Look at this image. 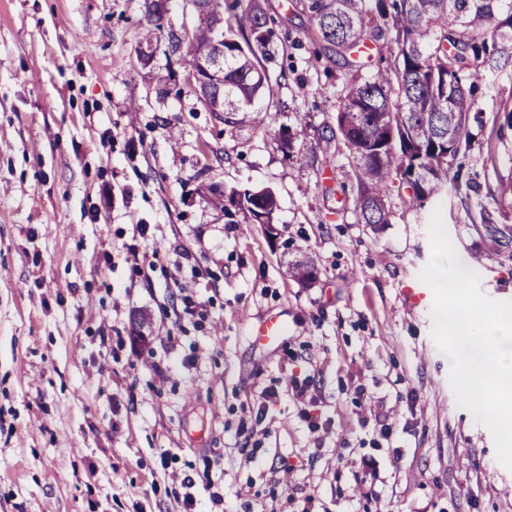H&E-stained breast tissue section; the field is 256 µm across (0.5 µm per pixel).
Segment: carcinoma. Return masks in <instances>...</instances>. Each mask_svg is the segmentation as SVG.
Here are the masks:
<instances>
[{"label": "carcinoma", "mask_w": 512, "mask_h": 512, "mask_svg": "<svg viewBox=\"0 0 512 512\" xmlns=\"http://www.w3.org/2000/svg\"><path fill=\"white\" fill-rule=\"evenodd\" d=\"M205 18L188 39V54L215 55L224 47V80L200 88L210 110L242 111L270 90L263 62L289 40L269 26L257 0H199ZM167 0H149L144 41L161 31ZM314 54L334 59L349 87L336 126L353 163V210L363 224L389 223L387 191L406 185L418 205L448 188L449 161L467 143L481 69L508 63L512 0H302ZM371 71L363 76V70ZM224 200L248 224L255 209L278 210L274 192L233 190ZM288 277L306 283L314 267L286 264Z\"/></svg>", "instance_id": "carcinoma-1"}]
</instances>
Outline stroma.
Here are the masks:
<instances>
[{"instance_id":"35a3bbf8","label":"stroma","mask_w":512,"mask_h":512,"mask_svg":"<svg viewBox=\"0 0 512 512\" xmlns=\"http://www.w3.org/2000/svg\"><path fill=\"white\" fill-rule=\"evenodd\" d=\"M260 2L293 43L259 128L208 111L166 39L140 62L146 0H0V512H512L419 278L438 210L512 301V64L480 83L447 193L392 188L363 224L339 70L298 0ZM210 188L272 190L289 249ZM303 255L307 287L281 268ZM274 314L287 340L255 341Z\"/></svg>"}]
</instances>
